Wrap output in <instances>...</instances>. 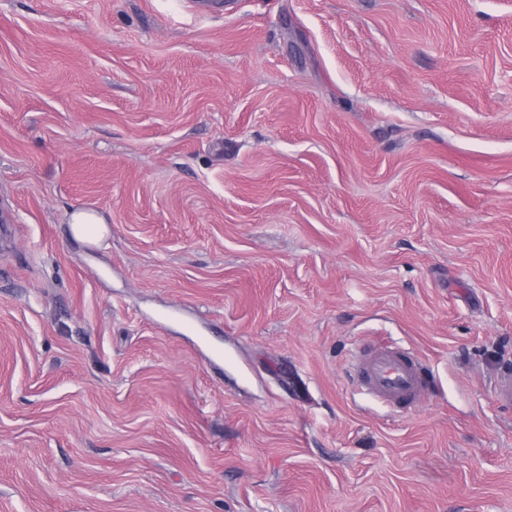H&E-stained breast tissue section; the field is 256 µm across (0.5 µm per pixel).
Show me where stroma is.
I'll list each match as a JSON object with an SVG mask.
<instances>
[{"mask_svg": "<svg viewBox=\"0 0 512 512\" xmlns=\"http://www.w3.org/2000/svg\"><path fill=\"white\" fill-rule=\"evenodd\" d=\"M507 366L512 0H0V512H512ZM68 224L76 241L87 243L104 238L109 229L103 218L93 210H77L68 218ZM362 390L390 407H404L425 391L424 376L409 356L388 346L366 353L358 364Z\"/></svg>", "mask_w": 512, "mask_h": 512, "instance_id": "stroma-1", "label": "stroma"}]
</instances>
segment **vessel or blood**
Listing matches in <instances>:
<instances>
[{
    "mask_svg": "<svg viewBox=\"0 0 512 512\" xmlns=\"http://www.w3.org/2000/svg\"><path fill=\"white\" fill-rule=\"evenodd\" d=\"M357 381L366 394L397 408L417 400L426 388L416 362L388 346L376 347L361 358Z\"/></svg>",
    "mask_w": 512,
    "mask_h": 512,
    "instance_id": "1",
    "label": "vessel or blood"
}]
</instances>
